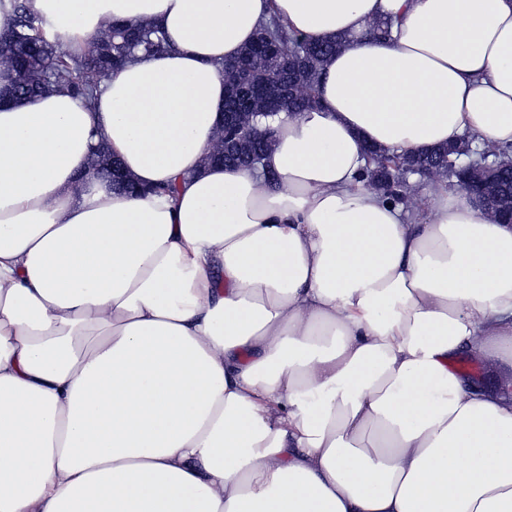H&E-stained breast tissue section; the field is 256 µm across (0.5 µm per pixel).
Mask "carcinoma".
Masks as SVG:
<instances>
[{
	"label": "carcinoma",
	"instance_id": "1",
	"mask_svg": "<svg viewBox=\"0 0 512 512\" xmlns=\"http://www.w3.org/2000/svg\"><path fill=\"white\" fill-rule=\"evenodd\" d=\"M7 50L14 63L7 65L9 85L0 96L10 99H33L61 88L86 100L111 69L124 64L136 49L145 52L159 49L163 39L159 29L151 24L110 26L106 33L89 43L82 51L64 48L59 39L46 30L42 21L32 12L28 0H14L13 26L9 33ZM295 33L272 17L262 23L256 38L241 52L239 59L246 62L241 70L225 72L227 99L253 83L280 84L288 87V111L299 115L313 109L312 100L318 99L317 84L323 62L342 47L339 40L316 42L308 40L304 47L274 64L265 56L268 49H286L294 46ZM273 141L244 143L224 151V143L215 145L206 157L226 167H245L247 157L255 152H266ZM459 144L440 146L421 154L385 153L375 149L373 158L365 167L363 178L371 181L375 175L386 177L395 190L390 195L398 200L411 201L407 185L398 183L400 169L410 165L421 169H440V162ZM121 167L105 146L96 151L90 169L95 176L110 177L112 167Z\"/></svg>",
	"mask_w": 512,
	"mask_h": 512
}]
</instances>
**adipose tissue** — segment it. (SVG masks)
<instances>
[{
	"instance_id": "ef3b65f1",
	"label": "adipose tissue",
	"mask_w": 512,
	"mask_h": 512,
	"mask_svg": "<svg viewBox=\"0 0 512 512\" xmlns=\"http://www.w3.org/2000/svg\"><path fill=\"white\" fill-rule=\"evenodd\" d=\"M32 6L72 50L115 21L166 47L89 103L0 102V512H512V224L361 179L369 145L512 147V0ZM272 15L345 38L320 105L260 170L205 164ZM101 143L176 195L89 176Z\"/></svg>"
}]
</instances>
